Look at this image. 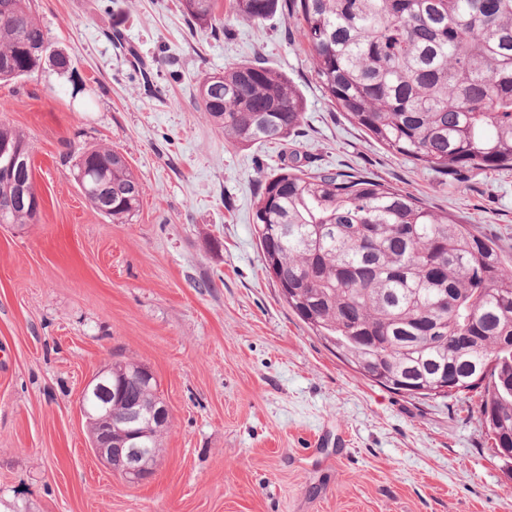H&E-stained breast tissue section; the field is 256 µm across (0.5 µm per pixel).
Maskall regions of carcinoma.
<instances>
[{"mask_svg":"<svg viewBox=\"0 0 512 512\" xmlns=\"http://www.w3.org/2000/svg\"><path fill=\"white\" fill-rule=\"evenodd\" d=\"M300 36L329 99L388 150L423 169L512 168V0H294ZM33 0H0V81H17L51 55ZM189 25L215 30L217 13L253 24L279 0H180ZM196 106L225 140L278 145L302 125L306 103L288 77L245 61L199 82ZM26 135L0 123V145ZM34 168L0 155L8 224L39 215L25 191ZM83 196L125 223L141 189L124 156L87 148L74 165ZM254 232L267 275L288 307L369 380L410 396L478 391L490 439L512 442V265L493 242L410 193L350 174L281 167L261 183ZM448 296L440 311L435 300ZM460 382L436 387L442 374ZM122 393L160 398L157 382Z\"/></svg>","mask_w":512,"mask_h":512,"instance_id":"1","label":"carcinoma"}]
</instances>
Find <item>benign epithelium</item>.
Returning a JSON list of instances; mask_svg holds the SVG:
<instances>
[{
	"mask_svg": "<svg viewBox=\"0 0 512 512\" xmlns=\"http://www.w3.org/2000/svg\"><path fill=\"white\" fill-rule=\"evenodd\" d=\"M112 375L108 366L93 376L83 387L79 397L80 412L86 427L94 428L90 434L95 456L125 480L136 483L146 479L150 470L143 464L148 451L140 430L143 419L152 416L160 421L169 420L167 405L148 409L139 403L104 402L92 410L88 400L103 386L102 379Z\"/></svg>",
	"mask_w": 512,
	"mask_h": 512,
	"instance_id": "7a95c632",
	"label": "benign epithelium"
}]
</instances>
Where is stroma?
<instances>
[{"instance_id": "35a3bbf8", "label": "stroma", "mask_w": 512, "mask_h": 512, "mask_svg": "<svg viewBox=\"0 0 512 512\" xmlns=\"http://www.w3.org/2000/svg\"><path fill=\"white\" fill-rule=\"evenodd\" d=\"M34 4L70 68L0 84L43 201L37 223L0 226V512H512L476 394L412 397L357 372L282 300L253 227L263 179L297 164L410 192L512 264V169L442 175L369 137L320 87L291 0L212 32L179 0ZM253 59L306 101L287 145H231L194 106L203 73ZM84 147L139 179L127 223L83 197ZM115 361L148 366L170 412L135 484L97 460L78 407Z\"/></svg>"}]
</instances>
